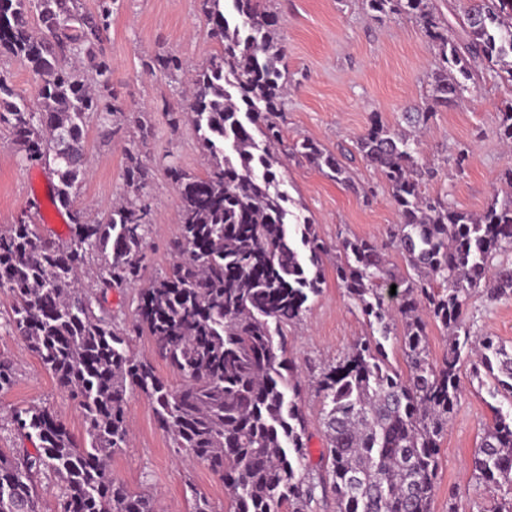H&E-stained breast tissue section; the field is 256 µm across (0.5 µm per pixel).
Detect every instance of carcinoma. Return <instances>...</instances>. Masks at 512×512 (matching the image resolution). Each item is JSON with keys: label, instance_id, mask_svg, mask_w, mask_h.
<instances>
[{"label": "carcinoma", "instance_id": "carcinoma-1", "mask_svg": "<svg viewBox=\"0 0 512 512\" xmlns=\"http://www.w3.org/2000/svg\"><path fill=\"white\" fill-rule=\"evenodd\" d=\"M116 0H0V55L21 60L38 78L31 107L0 74V127L24 160L54 180L52 203L66 211L69 238L58 243L21 220L0 230V288L13 296V333L78 400L88 445L79 446L43 407L15 411L13 430L36 438L33 449L0 450V512H41L36 481L45 473L65 484L58 512H158L156 496L135 494L112 479L108 462L130 440L127 387L146 394L176 452L224 476L233 512H307L318 492L334 493L336 512H430L440 442L459 398L462 351H480V366L512 398V352L491 336L471 335L464 307L473 288L512 294V196L493 199L479 215L460 211L423 186L433 171L418 136L373 116L356 141L367 166L391 189L399 222L391 242L412 273L389 267L384 247L345 238L331 249L306 220L289 222L278 188V123L288 93L276 63L284 49L277 16L262 0H202L212 38L222 47L196 68L166 51L147 67L187 78L183 105L168 123L200 131L202 175L170 165L180 192L181 237L168 273L146 286L142 254L149 211L142 196L147 169L126 151L123 201L90 221L77 204L87 169L85 127L125 113L112 96V59L101 48ZM384 17L406 15L428 38L441 66L431 75V105L405 113L413 130L438 107L458 102L466 82L512 84V0H469L462 34L430 0H366ZM512 145V99L499 116ZM322 175L350 183L344 163L312 140L294 145ZM336 280L367 317L371 334L317 381L327 453L306 463L301 383L288 364L287 329L301 321L309 297L325 282L331 254ZM108 259L93 285L91 260ZM396 286L400 348L407 372L392 368L383 340L393 315L384 290ZM114 287L137 288L133 330L182 377L171 388L153 364L130 353L105 306ZM449 333L448 355L429 360L426 319ZM17 369L0 359V392ZM481 484L505 488L493 512H512V414L495 413L473 462Z\"/></svg>", "mask_w": 512, "mask_h": 512}]
</instances>
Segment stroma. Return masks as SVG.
I'll return each instance as SVG.
<instances>
[{
  "instance_id": "obj_1",
  "label": "stroma",
  "mask_w": 512,
  "mask_h": 512,
  "mask_svg": "<svg viewBox=\"0 0 512 512\" xmlns=\"http://www.w3.org/2000/svg\"><path fill=\"white\" fill-rule=\"evenodd\" d=\"M269 8L279 18L281 70L289 88L276 153L281 188L291 200V210L298 218L312 219L328 245L354 237L386 245L391 268L406 273L404 259L389 245V231L398 222L391 191L365 164L355 144L372 115L397 129L402 112L425 105L430 76L440 65L438 56L413 20L375 17L365 0H269ZM103 47L112 58V90L128 116L105 126L90 120L86 131L90 175L78 201L90 205L91 219L100 220L112 200L126 191L127 149L139 147L149 172L144 196L151 224L143 249L144 278L149 281L166 272L179 233L180 194L165 169L176 165L199 175L205 157L194 126L171 128L163 112L164 104L181 102L183 81L151 73L145 64L155 52L175 51L203 66L219 47L210 36L200 0H116ZM511 99V86L489 80L466 92L458 105L433 114L419 136L423 160L435 170L426 184L429 194L471 212L503 195L502 175L512 168V152L506 151L498 133L499 110ZM133 113L147 115V134H140L129 122ZM307 138L341 156L352 186L331 181L292 154L293 144ZM463 148L468 155L460 164L456 158ZM47 180L43 167L27 163L8 132H1L0 228L25 216L39 222V214L30 213L29 204L44 201L42 186ZM10 306L9 293L0 290V356L11 358L18 368L12 388L0 393V420L19 408L43 406L66 425L77 443H84L87 435L76 400L57 389L26 343L9 333ZM466 316L473 334L496 336L506 350H512V295L493 298L486 289H472ZM369 332L360 310L330 269L320 293L309 298L302 321L288 331L287 357L311 385ZM458 380L460 397L441 441L431 509L488 512L493 492L473 479L471 462L495 410L512 411V403L498 394L493 379L475 372L471 357H462ZM300 406L307 425L306 452L315 466L326 448L322 399L310 388ZM126 413L132 440L112 457L114 479L132 491L160 495L163 512H190L193 488L212 502L216 512H230L223 478L177 457L170 438L155 421L150 400L138 389L128 390Z\"/></svg>"
}]
</instances>
